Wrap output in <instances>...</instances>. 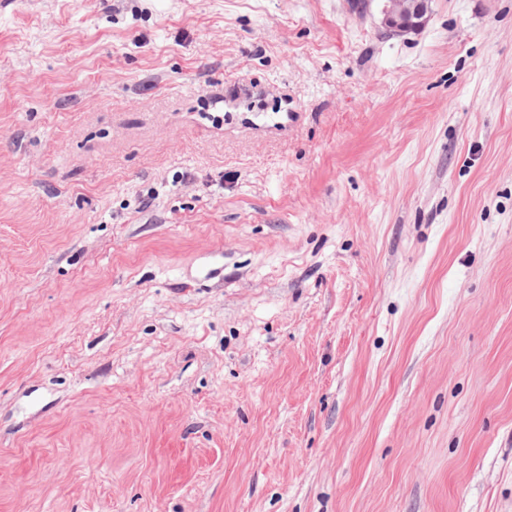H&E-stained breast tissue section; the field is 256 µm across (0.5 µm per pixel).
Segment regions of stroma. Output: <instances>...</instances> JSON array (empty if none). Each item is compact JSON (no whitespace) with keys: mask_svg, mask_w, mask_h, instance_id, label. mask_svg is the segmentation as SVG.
Here are the masks:
<instances>
[{"mask_svg":"<svg viewBox=\"0 0 512 512\" xmlns=\"http://www.w3.org/2000/svg\"><path fill=\"white\" fill-rule=\"evenodd\" d=\"M0 0V512H512V0ZM381 27L389 36H403L423 29L429 19L431 0H378Z\"/></svg>","mask_w":512,"mask_h":512,"instance_id":"1","label":"stroma"}]
</instances>
